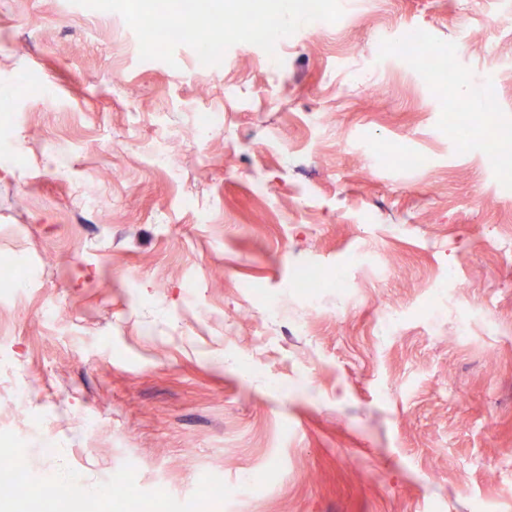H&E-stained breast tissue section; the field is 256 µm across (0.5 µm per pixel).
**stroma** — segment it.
Listing matches in <instances>:
<instances>
[{"label": "stroma", "mask_w": 512, "mask_h": 512, "mask_svg": "<svg viewBox=\"0 0 512 512\" xmlns=\"http://www.w3.org/2000/svg\"><path fill=\"white\" fill-rule=\"evenodd\" d=\"M461 3L355 0L280 66L202 71L141 60L118 13L0 0V260L36 272L0 299V427L51 491L100 512L127 472L193 512L213 474L223 512H512V0ZM413 30L435 78L384 45ZM311 262L347 290L288 287ZM231 495L224 485L223 478L217 475L207 477L200 485L197 494L200 500L214 504H225Z\"/></svg>", "instance_id": "1"}]
</instances>
